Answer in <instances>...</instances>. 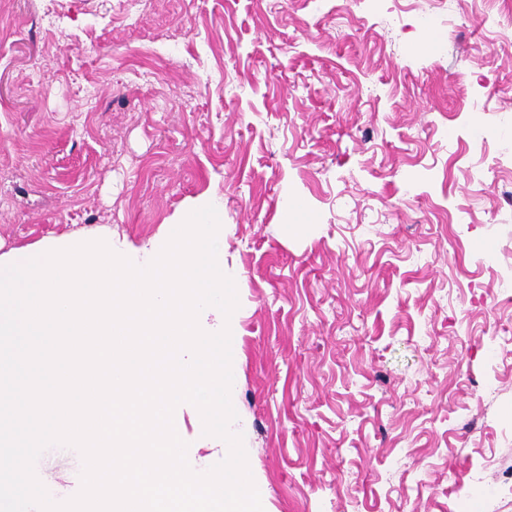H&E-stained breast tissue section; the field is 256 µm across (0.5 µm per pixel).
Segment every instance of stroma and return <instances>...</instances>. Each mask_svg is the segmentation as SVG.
<instances>
[{
  "label": "stroma",
  "instance_id": "obj_1",
  "mask_svg": "<svg viewBox=\"0 0 512 512\" xmlns=\"http://www.w3.org/2000/svg\"><path fill=\"white\" fill-rule=\"evenodd\" d=\"M212 197L264 512H512V0H0V249Z\"/></svg>",
  "mask_w": 512,
  "mask_h": 512
}]
</instances>
